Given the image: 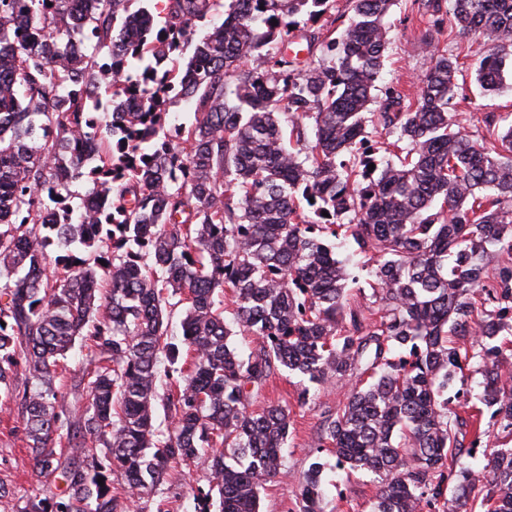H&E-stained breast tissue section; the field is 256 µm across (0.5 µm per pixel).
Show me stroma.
Returning a JSON list of instances; mask_svg holds the SVG:
<instances>
[{
  "mask_svg": "<svg viewBox=\"0 0 512 512\" xmlns=\"http://www.w3.org/2000/svg\"><path fill=\"white\" fill-rule=\"evenodd\" d=\"M385 22L389 28L386 62L379 86L393 84L415 93L428 66L432 48L456 53L461 41L447 31L427 28L412 0H397ZM458 93L449 116L467 131H476L483 113H512V76L503 88L488 94L476 82L473 69L457 74ZM354 375L326 376L322 383L305 385L300 377L276 372L256 400V407L279 403L290 409V430L283 449L285 472L271 479L260 493V512H294L299 482L313 461L324 468L321 483L324 497L321 512H371L380 485L379 476L352 471L336 464V458L322 440L323 426L354 386ZM13 406L0 405V483L14 493L16 512H23L29 497L58 498L63 484L54 478L36 479L27 440L16 426ZM210 472L197 465L191 471L176 467L162 486L167 512H193L191 488H208Z\"/></svg>",
  "mask_w": 512,
  "mask_h": 512,
  "instance_id": "obj_1",
  "label": "stroma"
}]
</instances>
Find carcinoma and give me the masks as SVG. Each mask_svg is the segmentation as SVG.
Returning a JSON list of instances; mask_svg holds the SVG:
<instances>
[{"label":"carcinoma","instance_id":"1","mask_svg":"<svg viewBox=\"0 0 512 512\" xmlns=\"http://www.w3.org/2000/svg\"><path fill=\"white\" fill-rule=\"evenodd\" d=\"M74 2L0 0V397L17 404L35 476L65 483L23 512H135L171 468L201 461L198 512L213 491L220 512H259L290 411H253L255 397L279 368L318 382L364 361L323 440L379 475L373 512H512V448L480 432L485 463L448 464L465 451L448 389L471 346L479 400L512 434V359L492 344L512 330V265L497 262L512 254V114L483 116L504 129L488 142L453 127L460 59L436 48L417 94L388 86L373 113L397 161L357 147L394 0H354L316 59L315 37L290 27L327 21L333 0H168L158 29L136 0ZM415 2L431 28L496 42L464 59L499 90L512 0ZM221 7L192 43L191 21ZM182 100L194 119L174 141ZM339 239L375 259L370 322L346 310ZM177 305L188 367L161 394ZM237 335L254 337L248 353ZM77 341L89 367L67 404L56 380ZM320 473L299 482L298 512H318Z\"/></svg>","mask_w":512,"mask_h":512}]
</instances>
